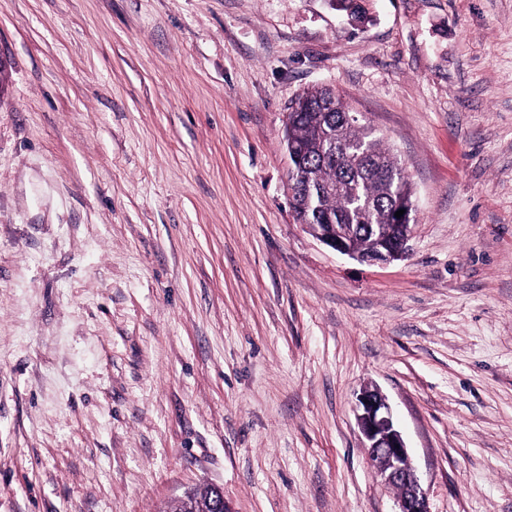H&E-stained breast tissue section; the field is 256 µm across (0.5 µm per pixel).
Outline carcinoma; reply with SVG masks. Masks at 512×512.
<instances>
[{
    "mask_svg": "<svg viewBox=\"0 0 512 512\" xmlns=\"http://www.w3.org/2000/svg\"><path fill=\"white\" fill-rule=\"evenodd\" d=\"M288 142L302 151L292 194L300 223L350 233L360 254L399 232L390 213L411 200V184L382 140L347 118L340 95L324 87L299 95L289 107Z\"/></svg>",
    "mask_w": 512,
    "mask_h": 512,
    "instance_id": "obj_1",
    "label": "carcinoma"
}]
</instances>
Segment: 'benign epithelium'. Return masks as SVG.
<instances>
[{"instance_id":"1","label":"benign epithelium","mask_w":512,"mask_h":512,"mask_svg":"<svg viewBox=\"0 0 512 512\" xmlns=\"http://www.w3.org/2000/svg\"><path fill=\"white\" fill-rule=\"evenodd\" d=\"M410 235L393 239L384 249L362 256L353 252L345 237L322 233L318 239L336 252L367 263H390L403 258ZM357 422L364 438V447L385 484L398 491V512H429L419 476L412 465L408 448L395 426L390 405L377 389H365L358 398ZM198 512H232L224 491L214 487L205 508Z\"/></svg>"}]
</instances>
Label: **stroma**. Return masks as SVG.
<instances>
[{
	"mask_svg": "<svg viewBox=\"0 0 512 512\" xmlns=\"http://www.w3.org/2000/svg\"><path fill=\"white\" fill-rule=\"evenodd\" d=\"M0 0V512H512V0ZM334 88L413 188L367 264L291 207ZM357 409L364 448H369L370 460L385 484L398 491L399 510L396 512H430L386 397L377 389H365L360 393Z\"/></svg>",
	"mask_w": 512,
	"mask_h": 512,
	"instance_id": "1",
	"label": "stroma"
}]
</instances>
